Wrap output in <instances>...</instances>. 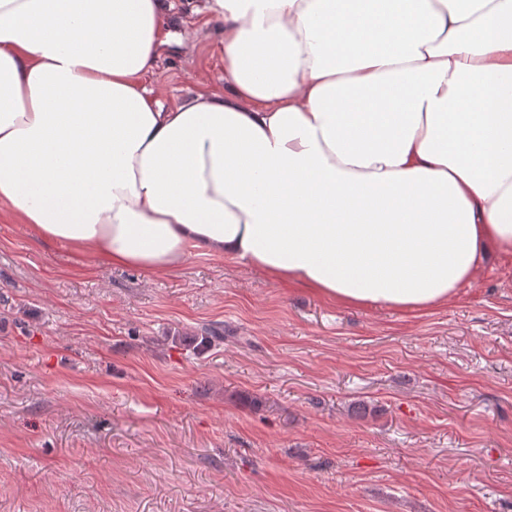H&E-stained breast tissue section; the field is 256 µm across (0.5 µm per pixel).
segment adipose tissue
Masks as SVG:
<instances>
[{
  "label": "adipose tissue",
  "mask_w": 512,
  "mask_h": 512,
  "mask_svg": "<svg viewBox=\"0 0 512 512\" xmlns=\"http://www.w3.org/2000/svg\"><path fill=\"white\" fill-rule=\"evenodd\" d=\"M224 90L142 79L163 0H0V204L91 263L231 259L332 303H447L512 253V0H206Z\"/></svg>",
  "instance_id": "adipose-tissue-1"
}]
</instances>
